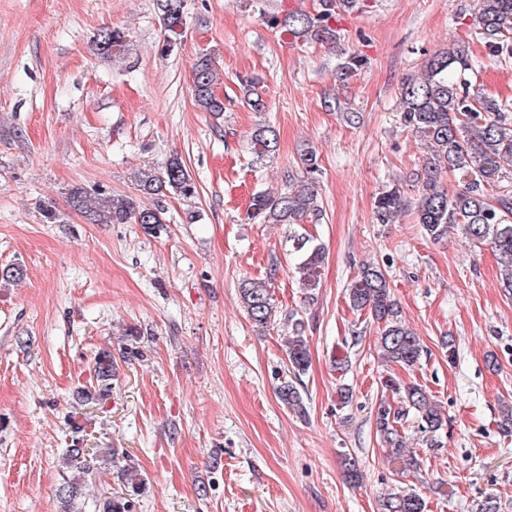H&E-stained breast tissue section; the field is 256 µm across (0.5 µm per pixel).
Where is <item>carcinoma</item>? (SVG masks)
Masks as SVG:
<instances>
[{
	"label": "carcinoma",
	"mask_w": 512,
	"mask_h": 512,
	"mask_svg": "<svg viewBox=\"0 0 512 512\" xmlns=\"http://www.w3.org/2000/svg\"><path fill=\"white\" fill-rule=\"evenodd\" d=\"M373 7L372 0H315L310 13L291 12L283 16L268 15L272 29L296 39L325 46L336 44V17L343 12H363ZM159 19L164 31L161 52L174 48L186 31L184 0H157ZM471 26L476 38L499 53L512 54V0H477ZM97 50L111 58L123 54L128 45L125 31L104 27L95 36ZM473 70L468 46L453 42L438 51L425 63L422 74L403 84L401 92V121L428 148L417 176L419 197L414 210L417 223L433 240L448 237L453 230L474 245L487 244L496 253L500 264L502 288L512 291V199L500 194L505 178V166H512V116L509 103L474 88L466 80L454 79ZM220 72L212 57L199 56L194 64L192 95L195 106L213 116L224 113V98L216 93ZM243 102L252 110L265 109L261 80L255 76L238 78ZM278 146L274 126L264 122L251 134V150L256 159L273 155ZM306 177L287 186L278 196L257 193L252 199L253 215H260L268 224H293L304 218L318 219L322 208L315 189L318 158L315 152L301 154ZM457 173L462 185L448 192L442 174ZM135 188L150 197L149 206L139 204L129 196H112L73 186L68 191V205L88 224H145L162 226L167 223L166 198L173 195L185 202L198 197L197 184L180 157L173 155L158 167H143L133 173ZM399 185L383 191L375 205L377 221L389 224L403 208ZM295 249L301 252L297 267L299 283L313 294L320 285V270L324 250L299 238ZM349 305L356 311H366L382 324L379 349L385 362L409 371L420 361L423 346L417 333L400 319L391 297L387 277L382 268L367 264L346 289ZM240 295L249 319L264 326L275 317L270 288L263 279L242 283ZM303 321L294 320L293 333L286 338L283 349L288 370L299 375L309 364L307 340L302 334ZM116 366L109 352L95 357V383L81 391L85 402L103 400L112 391ZM383 388L392 393L397 406L383 400L375 414V427L382 442L389 447L390 461L397 473L408 474L421 468L419 456L406 448L399 424L409 413L420 420L421 429L429 434L427 445L442 447L439 435L445 419L434 397L420 384L384 381ZM278 398L288 409L306 414L303 397L294 383L283 380L277 390ZM63 467L73 473L63 482L59 497L63 512H82L84 479L92 478L102 469L100 457L86 453L72 443L63 457ZM119 478L131 488H139L144 479L133 464L119 470ZM131 501L120 495L101 494L94 503V512H130ZM380 512H427L426 500L416 491L392 489L380 499Z\"/></svg>",
	"instance_id": "1"
}]
</instances>
